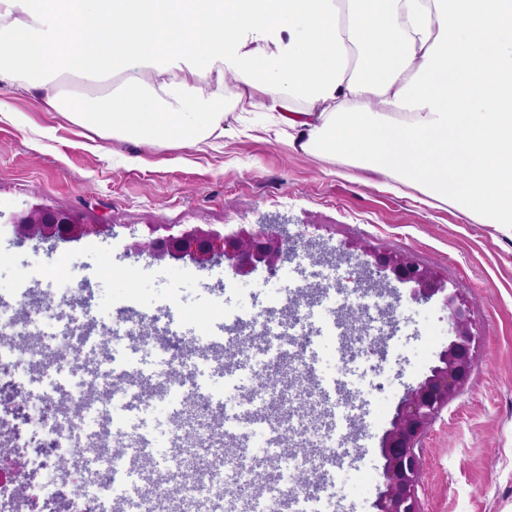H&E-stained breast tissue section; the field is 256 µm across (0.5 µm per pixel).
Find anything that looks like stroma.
I'll use <instances>...</instances> for the list:
<instances>
[{
  "mask_svg": "<svg viewBox=\"0 0 512 512\" xmlns=\"http://www.w3.org/2000/svg\"><path fill=\"white\" fill-rule=\"evenodd\" d=\"M64 204L113 223L110 235L73 241L23 239L0 223V296L13 301L24 284L45 301L71 288L78 313L99 322L121 321L130 310L152 312L177 340L210 343L228 312L281 321L273 308L283 290L277 274L257 269L239 277L224 265L201 268L191 261L154 262L128 255L132 233L150 224H211L225 231L279 219L296 243L286 267L321 272L346 288L363 287L368 274L350 265L354 245L403 252L434 267L463 288L479 337L473 375L436 419L423 446V512H512V237L481 224L457 207L402 185L367 164L292 149L258 112L228 105L224 136L187 147H161L102 134L48 111L35 95L0 85V211L36 204ZM392 318L383 329L388 362L363 355L344 360L341 343L323 334L322 307L299 306L298 334H308L312 368L323 383L344 382L357 410L338 407V432L366 423L370 442L347 448L348 460L325 477L318 512H375L382 488L381 442L401 398L429 375L448 344V317L438 301L415 303L406 285H386ZM116 361L132 364L138 377L155 380L168 354L137 338L113 341ZM246 347L234 376L211 372L199 360L186 363L193 392L222 404L224 426L251 415L249 447L236 460L237 478L248 481L255 463L270 458L285 474L308 470L303 454L280 457L270 447L259 390L269 362ZM183 395L152 397L126 411L127 424L146 433L149 457L160 470L174 468L171 422Z\"/></svg>",
  "mask_w": 512,
  "mask_h": 512,
  "instance_id": "stroma-1",
  "label": "stroma"
}]
</instances>
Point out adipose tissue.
Wrapping results in <instances>:
<instances>
[{
    "label": "adipose tissue",
    "instance_id": "obj_1",
    "mask_svg": "<svg viewBox=\"0 0 512 512\" xmlns=\"http://www.w3.org/2000/svg\"><path fill=\"white\" fill-rule=\"evenodd\" d=\"M227 75L292 148L512 235V0H0V84L95 131L223 137Z\"/></svg>",
    "mask_w": 512,
    "mask_h": 512
}]
</instances>
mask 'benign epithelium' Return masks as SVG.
I'll return each mask as SVG.
<instances>
[{
  "label": "benign epithelium",
  "instance_id": "1",
  "mask_svg": "<svg viewBox=\"0 0 512 512\" xmlns=\"http://www.w3.org/2000/svg\"><path fill=\"white\" fill-rule=\"evenodd\" d=\"M0 220L12 225L21 237L70 239L113 234V225L101 224L63 205L0 212ZM292 249V242L278 224L257 230L241 227L229 234L201 224H165L148 226V234L132 241L127 253L153 261L187 258L200 267L222 258L235 275L246 277L260 267L275 272ZM358 250L359 262L382 280L408 285L416 302L437 298L448 312L451 336L439 354V364L404 394L381 443L383 490L374 503L376 512H422L419 443L440 412L468 384L476 364L478 336L462 289L448 288V281L435 269L395 251L366 245L358 246Z\"/></svg>",
  "mask_w": 512,
  "mask_h": 512
}]
</instances>
